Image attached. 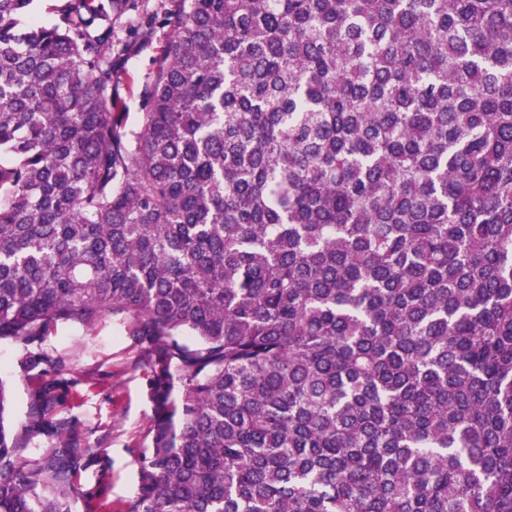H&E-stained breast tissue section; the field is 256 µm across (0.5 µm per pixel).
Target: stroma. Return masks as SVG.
<instances>
[{"label": "stroma", "instance_id": "obj_1", "mask_svg": "<svg viewBox=\"0 0 512 512\" xmlns=\"http://www.w3.org/2000/svg\"><path fill=\"white\" fill-rule=\"evenodd\" d=\"M174 0H134L114 22L116 38L129 50L117 68L114 95L128 126L141 122L140 93L160 57L167 32L141 30L149 16L174 8ZM0 378L7 383L11 417L21 434L20 458L40 457L53 439L44 432L23 433L32 394L58 380L54 421L67 424L78 447L92 449L73 476L70 512H133L140 492V463L152 452L155 423L153 374L145 345L129 322L105 315L94 325L61 324L45 339L0 343Z\"/></svg>", "mask_w": 512, "mask_h": 512}]
</instances>
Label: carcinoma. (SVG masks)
<instances>
[{
	"label": "carcinoma",
	"instance_id": "cac0c4a2",
	"mask_svg": "<svg viewBox=\"0 0 512 512\" xmlns=\"http://www.w3.org/2000/svg\"><path fill=\"white\" fill-rule=\"evenodd\" d=\"M36 2L0 0V341L148 344L133 512H512V0H179L137 128L129 0ZM83 453L21 459L0 380V512H69Z\"/></svg>",
	"mask_w": 512,
	"mask_h": 512
}]
</instances>
